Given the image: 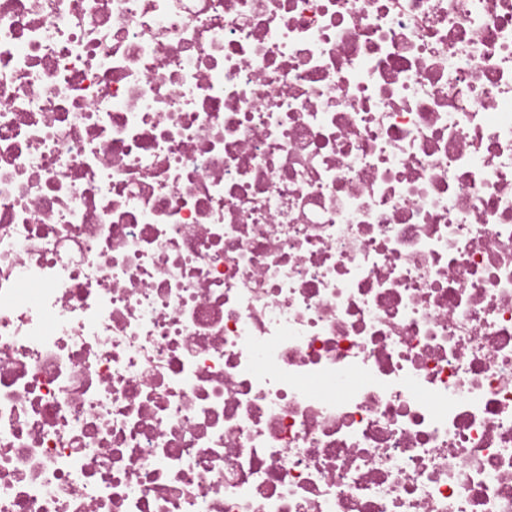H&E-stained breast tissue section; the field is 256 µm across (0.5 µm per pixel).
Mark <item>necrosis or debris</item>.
I'll return each instance as SVG.
<instances>
[{
  "instance_id": "necrosis-or-debris-1",
  "label": "necrosis or debris",
  "mask_w": 512,
  "mask_h": 512,
  "mask_svg": "<svg viewBox=\"0 0 512 512\" xmlns=\"http://www.w3.org/2000/svg\"><path fill=\"white\" fill-rule=\"evenodd\" d=\"M0 512H512V0H0Z\"/></svg>"
}]
</instances>
